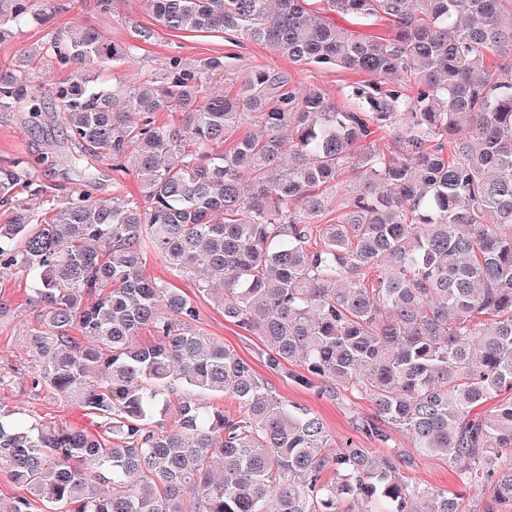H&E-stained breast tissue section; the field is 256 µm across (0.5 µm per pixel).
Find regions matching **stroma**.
I'll return each mask as SVG.
<instances>
[{"label":"stroma","instance_id":"stroma-1","mask_svg":"<svg viewBox=\"0 0 512 512\" xmlns=\"http://www.w3.org/2000/svg\"><path fill=\"white\" fill-rule=\"evenodd\" d=\"M48 12L47 24L30 25L0 41V66L30 58V68L37 84L34 108L40 110L36 117L31 114L32 108L26 107L0 114V166L41 153L61 156L69 151L66 130L56 117V105L50 94L55 83L65 79L67 73L59 66L32 55L47 31L52 29L64 31L92 27L119 44L133 42L135 28L153 29V38L139 45L132 63L119 68L118 72L101 74L99 80L103 83L111 82L116 74L126 84L137 83L174 55L185 59L230 57L241 60L252 69L284 71L296 84L317 86L338 101L343 99L348 86L361 79L360 74L346 69L290 63L264 46L250 42L238 44L221 32L170 31L157 24L147 0H114L108 13L100 12L96 0H48ZM89 172L96 178L97 199L108 201L114 194L138 191L136 180L131 176L126 177L122 184H114L109 163L92 156L86 158L84 167L76 169L57 163L30 170L29 178L54 194L65 189L74 191L82 188ZM144 271L194 297L199 312L197 329L250 361L256 372L268 380L277 397L318 415L335 446L353 443L362 448L373 447V440L358 430L354 423L355 418L372 416V402L349 394L337 399L322 397L298 386L287 374L271 372L264 363V345L260 338L225 320L223 312L211 298L197 295L191 282L174 276L158 254L147 253ZM29 286L30 279L26 273L16 271L0 276V297L11 305L10 313L0 318V376L8 378L7 384L0 386V402L45 425H77L92 433H100L98 418L89 415L75 399L32 388L31 377L36 362L27 352L26 342L32 331L39 328L40 317L37 308L28 300ZM456 471V465L450 461L419 456L414 467L404 470L403 475L406 480L430 490L454 491L458 488Z\"/></svg>","mask_w":512,"mask_h":512}]
</instances>
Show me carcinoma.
<instances>
[{
	"label": "carcinoma",
	"mask_w": 512,
	"mask_h": 512,
	"mask_svg": "<svg viewBox=\"0 0 512 512\" xmlns=\"http://www.w3.org/2000/svg\"><path fill=\"white\" fill-rule=\"evenodd\" d=\"M42 2L0 0V40L43 19ZM149 2L168 30L367 79L339 104L283 71L172 57L136 86L106 85L94 75L138 46L47 34L35 55L69 71L54 86L65 162L98 156L139 194L100 201L89 175L35 210L21 168H0V275H31L41 308L32 387L77 397L112 434L0 403L12 480L45 512H465L472 488L491 492L484 512L512 504V77L489 65L512 71V0ZM29 83L27 63L0 67V112ZM247 119L260 134L219 149ZM335 201L336 223L312 221ZM149 251L261 337L270 370L297 363V384L374 403L358 429L382 447H335L320 417L197 331L189 297L144 273ZM144 326L155 344L133 341ZM394 429L456 463L458 491L404 480L412 457L383 448Z\"/></svg>",
	"instance_id": "cac0c4a2"
}]
</instances>
